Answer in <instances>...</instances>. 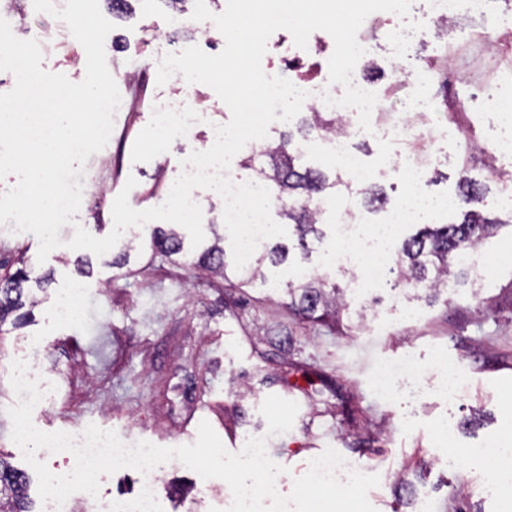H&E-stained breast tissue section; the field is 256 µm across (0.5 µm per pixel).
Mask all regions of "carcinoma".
Here are the masks:
<instances>
[{"label":"carcinoma","instance_id":"obj_1","mask_svg":"<svg viewBox=\"0 0 512 512\" xmlns=\"http://www.w3.org/2000/svg\"><path fill=\"white\" fill-rule=\"evenodd\" d=\"M343 128V122L334 115L311 112L303 120L301 130L304 136L325 131L336 132ZM291 136H283L266 147V162L260 163L252 156L242 160V167L251 171V178L266 185L283 200L280 214L284 223L294 227L295 248L307 251L308 237L320 234L318 208L324 199V191L332 187L350 188L351 183L338 174L334 181L321 171L302 168L298 156L290 148ZM459 197L470 208L462 213L458 223L426 224L416 234L404 240L393 260V287H410L414 290L423 286L431 291L428 298L437 295L454 274L453 259L466 247H475L494 234L500 221L485 214V200L488 187L469 176L464 166L458 178ZM151 249L166 257L183 252L184 241L180 232L171 227L158 229L153 233ZM289 248L281 244L262 249L255 255L251 267L239 270L240 284L247 285L263 276L265 261L277 265L288 258ZM198 265L222 276H227L228 265L224 261V247L215 244L199 256ZM30 278L26 270L18 268L0 287V326L8 316L23 309L29 291ZM290 302L288 307L310 321H342L344 304L343 289L325 277L287 283ZM26 478L6 459L0 457V512H30L25 501Z\"/></svg>","mask_w":512,"mask_h":512}]
</instances>
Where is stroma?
Here are the masks:
<instances>
[{"label": "stroma", "instance_id": "1", "mask_svg": "<svg viewBox=\"0 0 512 512\" xmlns=\"http://www.w3.org/2000/svg\"><path fill=\"white\" fill-rule=\"evenodd\" d=\"M99 6L114 24L105 40L106 62L127 119L84 166L76 219L102 238L113 229V201L128 177L137 180L128 191L132 208L163 204L181 159L209 144L212 125L227 123L230 111L210 87L199 85L211 125L191 138L156 142L157 110L176 87L172 79L157 82V65L172 39L200 45L210 55L224 45L201 42L193 31L192 0L179 11L162 0H136L127 17L114 16L108 0ZM0 18L24 39L45 41L42 69L83 81L86 58L75 41L65 39L60 19L35 11L33 0H0ZM361 30L377 39L369 76L389 119L406 112L409 96L392 68L397 38H408L414 57L435 64L421 94L429 125L441 132L429 146L435 161L426 191L439 200L455 194L458 144L471 134L480 149L471 177L484 180L491 167L502 174L486 198L490 215L500 221L496 236L456 257L458 278L431 302L407 301L404 289L388 285L356 294L353 274L337 273L352 315L344 329L302 319L289 309L285 294L286 282L296 281L301 269L328 272L327 254L336 244L335 218L328 214L308 256L294 252L280 266L264 265L265 280L246 286L197 269L202 247L185 246L172 259L152 251L155 220L136 229L138 245L121 267L113 260L122 246L100 257L67 248L72 226L61 228L62 247L41 262L35 235L19 236L11 221L0 225V265L25 268L30 278L44 281L30 290L35 304L27 324L0 337V449L14 467L25 471L29 465L10 437L6 410L16 403L11 363L34 360L41 383L56 387L32 413L45 432L93 423L133 442L177 447L193 443L205 420L231 452L242 438L268 437L271 458L285 467L288 486L306 474L308 454L331 447L378 475V486L368 493L376 512H413L418 492L427 496L426 512H512V492L492 486L487 469L468 455L486 438L512 436V260L498 256L500 249L512 250V208L498 204L504 182L512 183V156L493 148L496 138L512 135V114L491 104L495 97L512 100V49L499 51L502 69L490 76L482 57L470 50L466 19L442 33L422 14L401 18L377 11ZM408 150L406 142L379 138L361 151L373 183L392 205L404 200L409 187L385 160ZM70 293L75 315L64 320L58 309ZM407 355L426 369L439 357L460 367V400L417 397L407 386L380 396L379 367ZM270 395L299 406L292 428L273 436L260 413ZM445 423L454 438L441 448L437 429ZM160 479L166 512H199L206 486L220 484L216 478L202 484L176 460L165 464Z\"/></svg>", "mask_w": 512, "mask_h": 512}]
</instances>
